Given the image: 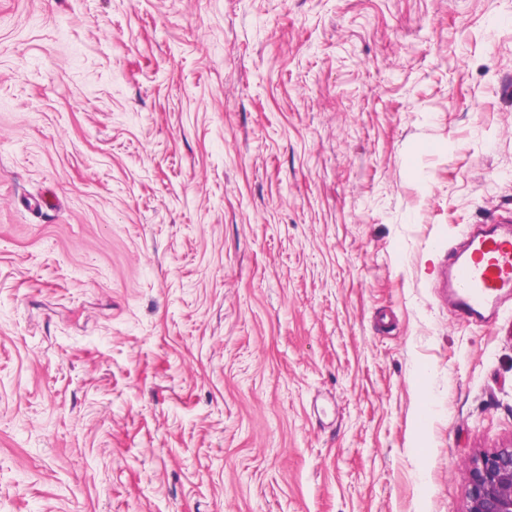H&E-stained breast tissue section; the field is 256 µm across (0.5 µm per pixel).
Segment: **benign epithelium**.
Wrapping results in <instances>:
<instances>
[{
    "label": "benign epithelium",
    "mask_w": 512,
    "mask_h": 512,
    "mask_svg": "<svg viewBox=\"0 0 512 512\" xmlns=\"http://www.w3.org/2000/svg\"><path fill=\"white\" fill-rule=\"evenodd\" d=\"M466 512H512V444L486 451L468 465Z\"/></svg>",
    "instance_id": "obj_1"
}]
</instances>
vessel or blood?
Returning a JSON list of instances; mask_svg holds the SVG:
<instances>
[{
    "label": "vessel or blood",
    "mask_w": 512,
    "mask_h": 512,
    "mask_svg": "<svg viewBox=\"0 0 512 512\" xmlns=\"http://www.w3.org/2000/svg\"><path fill=\"white\" fill-rule=\"evenodd\" d=\"M512 298V227L478 224L448 255V303L456 316L479 320Z\"/></svg>",
    "instance_id": "obj_1"
}]
</instances>
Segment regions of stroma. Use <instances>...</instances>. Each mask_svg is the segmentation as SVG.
Here are the masks:
<instances>
[{
	"label": "stroma",
	"instance_id": "35a3bbf8",
	"mask_svg": "<svg viewBox=\"0 0 512 512\" xmlns=\"http://www.w3.org/2000/svg\"><path fill=\"white\" fill-rule=\"evenodd\" d=\"M497 221L512 0H0V512H464ZM448 303L456 316L481 320L512 296V228L477 224L448 253Z\"/></svg>",
	"mask_w": 512,
	"mask_h": 512
}]
</instances>
